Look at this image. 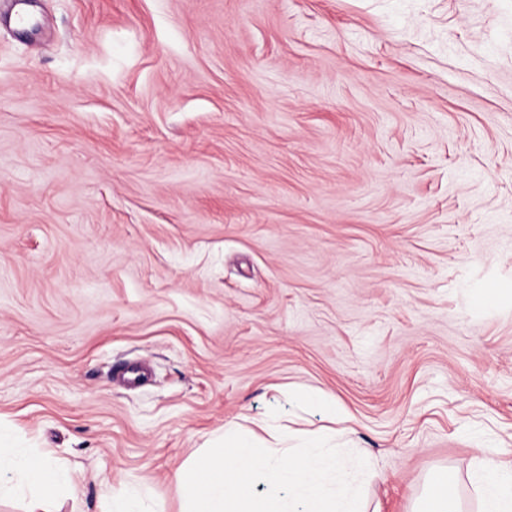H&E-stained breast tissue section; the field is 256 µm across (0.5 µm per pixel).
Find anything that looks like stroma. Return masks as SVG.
I'll list each match as a JSON object with an SVG mask.
<instances>
[{
    "mask_svg": "<svg viewBox=\"0 0 512 512\" xmlns=\"http://www.w3.org/2000/svg\"><path fill=\"white\" fill-rule=\"evenodd\" d=\"M0 0V423L80 512L278 409L368 512L512 463V0ZM149 370L127 387L119 371ZM296 388L335 414L299 407Z\"/></svg>",
    "mask_w": 512,
    "mask_h": 512,
    "instance_id": "obj_1",
    "label": "stroma"
}]
</instances>
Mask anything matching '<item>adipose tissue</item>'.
<instances>
[{"label":"adipose tissue","instance_id":"adipose-tissue-1","mask_svg":"<svg viewBox=\"0 0 512 512\" xmlns=\"http://www.w3.org/2000/svg\"><path fill=\"white\" fill-rule=\"evenodd\" d=\"M474 489L483 501V512H512V464L478 456ZM84 485L51 451L12 447L0 431V497L27 500V512H57L61 500L80 503Z\"/></svg>","mask_w":512,"mask_h":512}]
</instances>
